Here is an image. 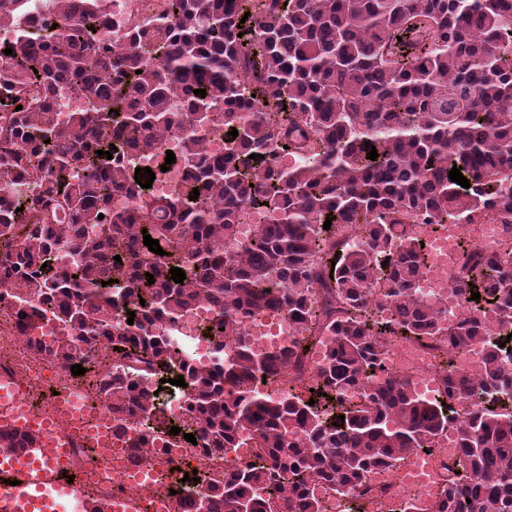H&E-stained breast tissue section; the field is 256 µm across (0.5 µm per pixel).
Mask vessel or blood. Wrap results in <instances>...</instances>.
Listing matches in <instances>:
<instances>
[{
	"instance_id": "vessel-or-blood-1",
	"label": "vessel or blood",
	"mask_w": 512,
	"mask_h": 512,
	"mask_svg": "<svg viewBox=\"0 0 512 512\" xmlns=\"http://www.w3.org/2000/svg\"><path fill=\"white\" fill-rule=\"evenodd\" d=\"M14 427L33 432L38 438V455L15 456L0 453V512H58L59 500L75 502L78 512H88L90 503L80 481H67L73 467L69 445L79 437L91 446L111 444L107 429L89 430L74 425L72 430L57 431L43 418L23 412L13 419ZM162 486H152L141 498L122 497L104 506L103 512H146L159 508Z\"/></svg>"
}]
</instances>
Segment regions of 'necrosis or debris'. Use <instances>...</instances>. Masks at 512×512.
<instances>
[{
    "label": "necrosis or debris",
    "instance_id": "4bbe7bcc",
    "mask_svg": "<svg viewBox=\"0 0 512 512\" xmlns=\"http://www.w3.org/2000/svg\"><path fill=\"white\" fill-rule=\"evenodd\" d=\"M179 148V135L172 132L162 138L161 149L155 155H141L128 152L125 164L128 169L150 168L155 179L151 192L155 195L168 194L175 190L186 178L187 172L181 162H167V151ZM411 230L424 240L426 246L435 241L445 240L451 245L450 260L446 267L424 263L417 277L416 286L421 298H431L436 293L450 294L445 321H453L460 309L459 299L453 298L455 275L459 263L457 257L462 244L486 247L512 238V229L503 224L487 220L480 224H449L444 229L433 230L431 225L415 220ZM216 315L210 300L197 298L183 318L175 322H163L162 330L183 341L190 351V361L195 365H213L218 352H231L232 342L217 345L211 337L205 336L204 327ZM244 330L252 348L258 352H280L293 347L303 336L299 323L282 312L260 313L244 319ZM64 324L54 313H45L30 327L0 323V381L9 380L21 386L30 397L32 406L44 416L56 418L60 427H68L69 416L57 412L60 398H67L74 413L78 414L86 428L95 429L101 423H109L112 428V447L97 454H90L88 447L74 443L70 455L75 466L81 467L89 484L90 497L105 499L117 494L137 491L138 486L130 482V471L156 473L159 480L167 482L172 491L164 505L165 512H174L175 495L183 491V477L192 471L206 473L209 478L218 479L233 473L239 467L255 461L256 450L253 440L242 438L239 448L219 461L203 458L200 446L186 442L182 436L171 433L169 428L153 425L148 432L150 439L147 453H140L133 446L138 427L133 423L114 422L112 409L105 397L92 386L74 376L69 366L57 361L48 354H38L28 347V339L41 337L45 345H53L55 340L65 335ZM382 378L399 381L411 379L417 390L429 397L437 396L438 380L434 372L430 349L427 344L405 340L388 346L384 357ZM414 472L410 466L399 465L375 470L369 484L373 498L367 507L368 512H406L398 489L412 479Z\"/></svg>",
    "mask_w": 512,
    "mask_h": 512
}]
</instances>
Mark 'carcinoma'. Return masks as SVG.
<instances>
[{
    "mask_svg": "<svg viewBox=\"0 0 512 512\" xmlns=\"http://www.w3.org/2000/svg\"><path fill=\"white\" fill-rule=\"evenodd\" d=\"M45 8L16 30L12 54L0 46V267L13 276L20 323L56 313L68 330L56 354L70 366L107 341L123 362L100 383L112 415L162 425L141 384L185 365V347L156 323L178 319L198 293L218 307L208 332L232 338L233 353L187 368L196 418L181 434L220 458L251 427L258 460L192 489L196 512H327L317 483L367 512L369 474L447 432V398L472 406L455 424L458 458L440 496L409 508L512 512V408L498 403L512 392V362L486 340L512 329V241L462 248L464 306L446 325L448 296L417 297L425 245L403 227L415 217L512 226V0H156L159 32L122 35L110 32L104 0ZM28 9L0 0V22L16 25ZM63 87L88 109L60 119L53 98ZM177 90L182 114L171 106ZM186 126L190 177L173 195L144 197L123 155H152ZM215 130L225 132L222 154L211 150ZM454 166L470 188L450 180ZM118 190L132 194L135 213L112 207ZM250 208L268 224L224 256ZM347 226L361 245L345 244ZM145 232L166 255L148 250ZM59 250L76 257L61 277ZM109 279L139 288L115 296ZM273 305L307 340L331 336L307 399L255 387L260 374L273 382L304 366L303 345L251 347L240 315ZM122 311L135 312L133 324ZM393 336L430 342L443 398L409 380L379 382ZM480 343L472 384L455 362ZM30 444L0 430V451Z\"/></svg>",
    "mask_w": 512,
    "mask_h": 512,
    "instance_id": "obj_1",
    "label": "carcinoma"
}]
</instances>
